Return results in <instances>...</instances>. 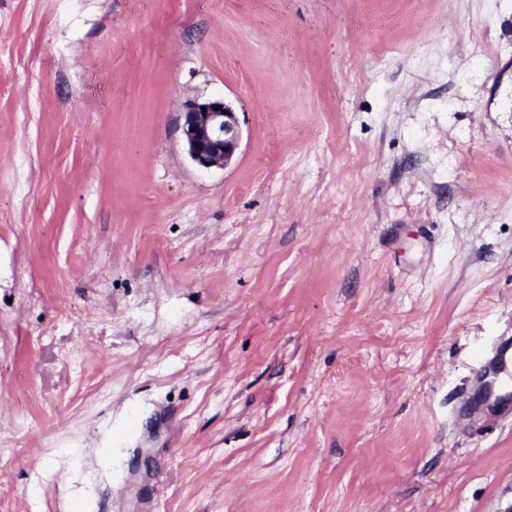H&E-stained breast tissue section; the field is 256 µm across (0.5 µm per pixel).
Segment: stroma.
<instances>
[{"mask_svg":"<svg viewBox=\"0 0 512 512\" xmlns=\"http://www.w3.org/2000/svg\"><path fill=\"white\" fill-rule=\"evenodd\" d=\"M501 336L512 0H0V512H504ZM183 117L182 140L191 161L203 169L230 165L241 142L239 119L233 107L224 98L197 97L186 102Z\"/></svg>","mask_w":512,"mask_h":512,"instance_id":"35a3bbf8","label":"stroma"}]
</instances>
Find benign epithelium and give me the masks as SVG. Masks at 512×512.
<instances>
[{
  "label": "benign epithelium",
  "instance_id": "obj_1",
  "mask_svg": "<svg viewBox=\"0 0 512 512\" xmlns=\"http://www.w3.org/2000/svg\"><path fill=\"white\" fill-rule=\"evenodd\" d=\"M181 134L191 161L200 168L228 166L241 142L237 112L223 98H193L186 102Z\"/></svg>",
  "mask_w": 512,
  "mask_h": 512
}]
</instances>
